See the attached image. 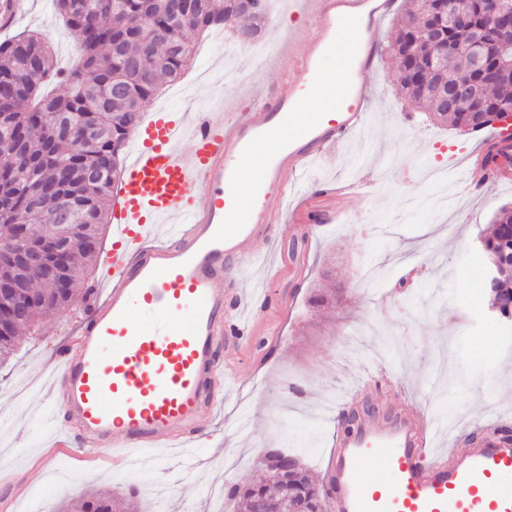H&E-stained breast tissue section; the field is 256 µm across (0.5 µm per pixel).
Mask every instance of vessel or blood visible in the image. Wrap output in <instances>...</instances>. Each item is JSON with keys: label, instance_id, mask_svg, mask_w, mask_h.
<instances>
[{"label": "vessel or blood", "instance_id": "b4317fda", "mask_svg": "<svg viewBox=\"0 0 512 512\" xmlns=\"http://www.w3.org/2000/svg\"><path fill=\"white\" fill-rule=\"evenodd\" d=\"M392 0H307L298 47L240 112L214 96L206 109L156 112L130 135L112 247L101 259L103 299H90L76 336L56 354L47 389L57 444L77 459L112 451L160 461L210 437L228 375L221 351L246 341L241 264L279 237L276 208L293 178L363 123L365 79ZM341 59L346 77L326 92ZM329 104L305 123L307 101ZM254 168L251 199L237 192ZM168 240L152 243L160 225ZM420 413H368L337 430L326 470L331 512H512V427L496 423L440 453Z\"/></svg>", "mask_w": 512, "mask_h": 512}]
</instances>
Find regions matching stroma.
Here are the masks:
<instances>
[{"label": "stroma", "mask_w": 512, "mask_h": 512, "mask_svg": "<svg viewBox=\"0 0 512 512\" xmlns=\"http://www.w3.org/2000/svg\"><path fill=\"white\" fill-rule=\"evenodd\" d=\"M304 8V0H277L264 36L270 51L295 34ZM404 9L397 0L383 22L362 130L312 164L299 198L331 180L363 185V192L343 201L340 223L313 226L304 242L289 221L299 198L288 199L273 265L236 271L248 290L253 335L250 347L225 351L236 371L217 435L161 465L125 471L62 458L43 466V445L53 435L43 396L21 400L16 393L77 323L74 309H65L22 337L14 358L0 365V449L8 467L0 496L11 495L13 507L34 495L40 512H56L61 500L98 489L113 493V512H125L130 498L151 512H217L213 488L263 478L256 459L269 448L305 449L306 465L323 480L333 435L327 414L353 380L370 374L377 397H388L392 408L407 406L438 423L440 450L462 447L477 425H512V380L501 378L512 372V329L489 310L478 248L494 213L512 202V174L460 194L462 172L477 167L500 128L469 134L406 108L389 63ZM23 30L46 38L58 69L75 64L77 44L52 0H32L28 15L0 30V41ZM192 40L191 65L179 80L162 82L146 113H191L211 92L223 96L225 111H239L278 76L277 60L264 63L244 50L228 68L209 50L208 34ZM404 255L423 265L416 288L377 303L400 277ZM328 284L336 287L332 304L312 305ZM134 486L139 496L131 495Z\"/></svg>", "instance_id": "stroma-1"}]
</instances>
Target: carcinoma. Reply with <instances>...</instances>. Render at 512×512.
<instances>
[{
    "label": "carcinoma",
    "mask_w": 512,
    "mask_h": 512,
    "mask_svg": "<svg viewBox=\"0 0 512 512\" xmlns=\"http://www.w3.org/2000/svg\"><path fill=\"white\" fill-rule=\"evenodd\" d=\"M484 0H405V16L395 33L391 63L400 72L399 91L413 108L438 122L468 133L483 130L512 112V96L500 85L512 83V48L488 66L498 84L481 86L483 110L475 113L468 98L442 102L444 87L472 72V54L450 53L441 69L433 66L436 44L470 47L475 34L495 44L500 24ZM469 14L466 27H450L443 5ZM56 9L77 39L80 58L67 72L65 94H41L40 83L54 75L50 45L38 34L23 32L0 42V78L14 83L9 102L0 106V256L36 251L41 261L26 267V288L0 291V364L16 351L18 336L32 331L74 300L73 288L54 279L64 257L72 282L81 281L101 251L115 183L122 178L126 141L143 116L146 103L163 78L185 70L193 50L190 31L228 24L239 43L254 42L268 19L267 0H55ZM73 208L76 223L62 242L51 240L59 211ZM494 231L483 240L488 254H512V207H501ZM493 305L512 325V267L489 285ZM271 485L236 484L227 497L233 509L251 512L253 500L266 499L269 512L283 503L299 512H326V489L294 451L270 448L262 459ZM60 512H112L106 491L65 500Z\"/></svg>",
    "instance_id": "cac0c4a2"
}]
</instances>
